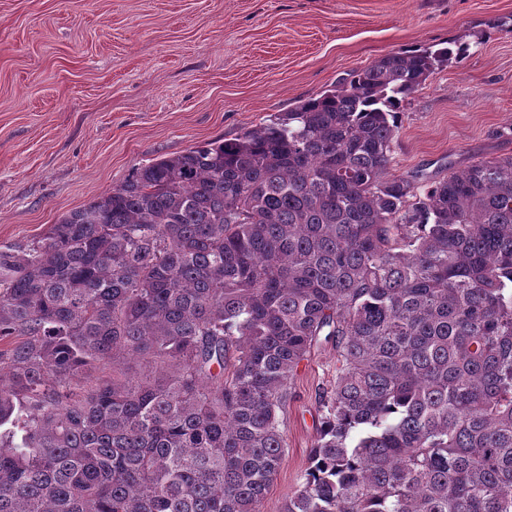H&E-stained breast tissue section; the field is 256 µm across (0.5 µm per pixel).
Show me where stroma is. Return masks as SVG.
I'll use <instances>...</instances> for the list:
<instances>
[{
  "instance_id": "1",
  "label": "stroma",
  "mask_w": 512,
  "mask_h": 512,
  "mask_svg": "<svg viewBox=\"0 0 512 512\" xmlns=\"http://www.w3.org/2000/svg\"><path fill=\"white\" fill-rule=\"evenodd\" d=\"M453 41L466 59L404 102L391 159L428 178L512 154V0H0V250L153 159ZM337 367L330 343L300 364L261 512L300 488Z\"/></svg>"
}]
</instances>
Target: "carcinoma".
Masks as SVG:
<instances>
[{"mask_svg":"<svg viewBox=\"0 0 512 512\" xmlns=\"http://www.w3.org/2000/svg\"><path fill=\"white\" fill-rule=\"evenodd\" d=\"M467 51L390 53L1 250L0 512H260L320 336L340 367L282 512H512V155L389 173Z\"/></svg>","mask_w":512,"mask_h":512,"instance_id":"obj_1","label":"carcinoma"}]
</instances>
